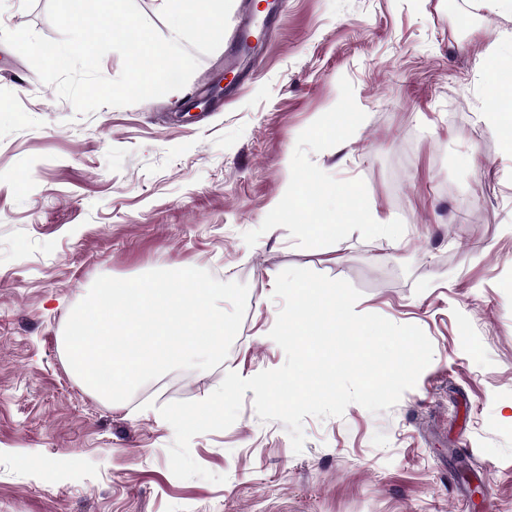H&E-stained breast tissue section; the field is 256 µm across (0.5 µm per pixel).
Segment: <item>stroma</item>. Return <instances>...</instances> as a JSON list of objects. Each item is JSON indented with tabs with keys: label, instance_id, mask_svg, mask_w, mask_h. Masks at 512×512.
<instances>
[{
	"label": "stroma",
	"instance_id": "obj_1",
	"mask_svg": "<svg viewBox=\"0 0 512 512\" xmlns=\"http://www.w3.org/2000/svg\"><path fill=\"white\" fill-rule=\"evenodd\" d=\"M248 2L272 35L245 85L188 112L227 44L181 90L80 116L0 43V512H512V150L482 62L507 53L512 10ZM0 26L58 36L47 0H0ZM290 189L308 205L274 221ZM185 267L249 289L227 357L101 398L66 357L73 307L98 277ZM290 267L420 327L431 363L390 410L305 417L298 454L246 391L190 443L226 482L176 478L159 406L285 363L269 333Z\"/></svg>",
	"mask_w": 512,
	"mask_h": 512
}]
</instances>
